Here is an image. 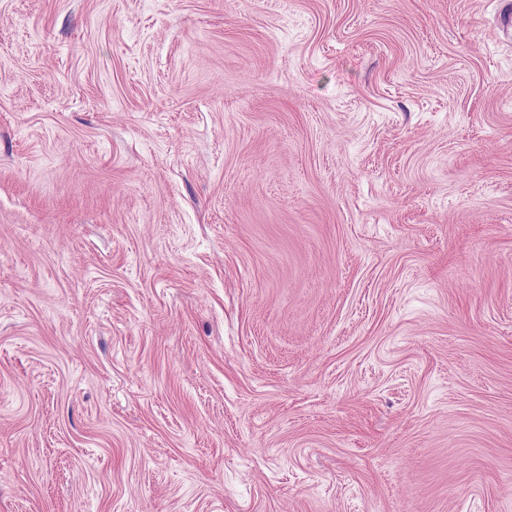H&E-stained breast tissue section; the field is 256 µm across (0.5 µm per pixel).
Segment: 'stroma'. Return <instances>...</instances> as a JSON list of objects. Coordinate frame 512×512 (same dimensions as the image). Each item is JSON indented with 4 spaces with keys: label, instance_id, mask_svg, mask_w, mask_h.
<instances>
[{
    "label": "stroma",
    "instance_id": "1",
    "mask_svg": "<svg viewBox=\"0 0 512 512\" xmlns=\"http://www.w3.org/2000/svg\"><path fill=\"white\" fill-rule=\"evenodd\" d=\"M499 0H0V512H512Z\"/></svg>",
    "mask_w": 512,
    "mask_h": 512
}]
</instances>
